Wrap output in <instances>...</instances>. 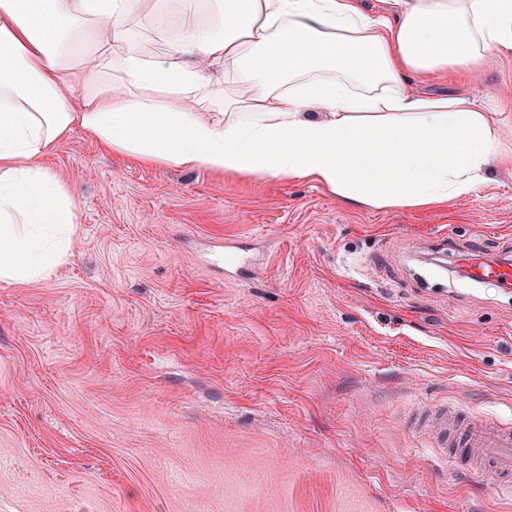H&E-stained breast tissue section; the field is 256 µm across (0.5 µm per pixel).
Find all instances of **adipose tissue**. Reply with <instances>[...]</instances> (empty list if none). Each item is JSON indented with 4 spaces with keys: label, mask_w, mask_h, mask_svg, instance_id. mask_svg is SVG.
I'll return each instance as SVG.
<instances>
[{
    "label": "adipose tissue",
    "mask_w": 512,
    "mask_h": 512,
    "mask_svg": "<svg viewBox=\"0 0 512 512\" xmlns=\"http://www.w3.org/2000/svg\"><path fill=\"white\" fill-rule=\"evenodd\" d=\"M0 0V283L70 255V190L36 163L79 129L142 165L311 181L378 209L441 208L512 168L504 102L413 81L512 55V0ZM223 97L222 106L202 103Z\"/></svg>",
    "instance_id": "obj_1"
}]
</instances>
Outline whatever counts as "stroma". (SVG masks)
Wrapping results in <instances>:
<instances>
[{
	"mask_svg": "<svg viewBox=\"0 0 512 512\" xmlns=\"http://www.w3.org/2000/svg\"><path fill=\"white\" fill-rule=\"evenodd\" d=\"M512 93V56L478 84ZM67 263L0 283V512H512L409 416L512 427V172L445 208L143 166L73 131ZM467 262V270L464 278L471 283H484L487 280H496L506 283L512 288V264L487 263L472 258H464Z\"/></svg>",
	"mask_w": 512,
	"mask_h": 512,
	"instance_id": "35a3bbf8",
	"label": "stroma"
}]
</instances>
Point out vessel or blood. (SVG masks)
Returning a JSON list of instances; mask_svg holds the SVG:
<instances>
[{
    "instance_id": "vessel-or-blood-1",
    "label": "vessel or blood",
    "mask_w": 512,
    "mask_h": 512,
    "mask_svg": "<svg viewBox=\"0 0 512 512\" xmlns=\"http://www.w3.org/2000/svg\"><path fill=\"white\" fill-rule=\"evenodd\" d=\"M465 278L472 283L495 280L512 285V264L468 259ZM421 424L435 428L440 453L461 470L492 474L502 485L512 484V427L487 418H461L443 404L426 411Z\"/></svg>"
}]
</instances>
